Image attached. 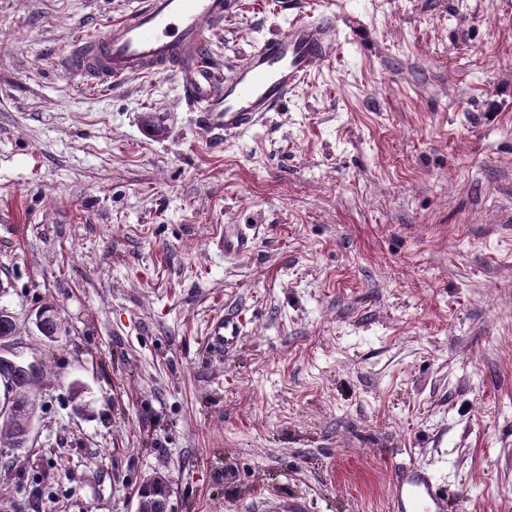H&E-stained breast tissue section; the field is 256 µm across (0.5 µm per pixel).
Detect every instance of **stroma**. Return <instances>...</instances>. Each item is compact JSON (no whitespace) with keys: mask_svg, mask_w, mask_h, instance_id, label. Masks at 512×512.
I'll return each instance as SVG.
<instances>
[{"mask_svg":"<svg viewBox=\"0 0 512 512\" xmlns=\"http://www.w3.org/2000/svg\"><path fill=\"white\" fill-rule=\"evenodd\" d=\"M335 5L330 61L214 143L172 78L57 71L128 0H0V355L41 369L0 512H136L157 474L176 512H389L410 462L447 512H512V0ZM318 11L237 0L212 47ZM255 239V230L243 224H226L215 240L217 249L224 256L242 257L251 253ZM242 335V321L234 314L215 317L208 332L212 349L224 353L236 349L240 345Z\"/></svg>","mask_w":512,"mask_h":512,"instance_id":"stroma-1","label":"stroma"}]
</instances>
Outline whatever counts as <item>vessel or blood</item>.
<instances>
[{"label":"vessel or blood","instance_id":"1","mask_svg":"<svg viewBox=\"0 0 512 512\" xmlns=\"http://www.w3.org/2000/svg\"><path fill=\"white\" fill-rule=\"evenodd\" d=\"M232 7L233 0H140L64 55L58 66L71 85L106 92L134 78L173 76L180 99L205 127L227 138L242 136L329 60L338 28L335 4L326 0L317 17L292 20L263 36L225 74L214 61L210 33ZM254 239L252 227L228 224L215 245L225 255L242 257L251 253ZM208 336L214 351L236 349L242 339L240 317H215ZM447 509L446 494L426 468L409 464L399 469L390 512Z\"/></svg>","mask_w":512,"mask_h":512}]
</instances>
